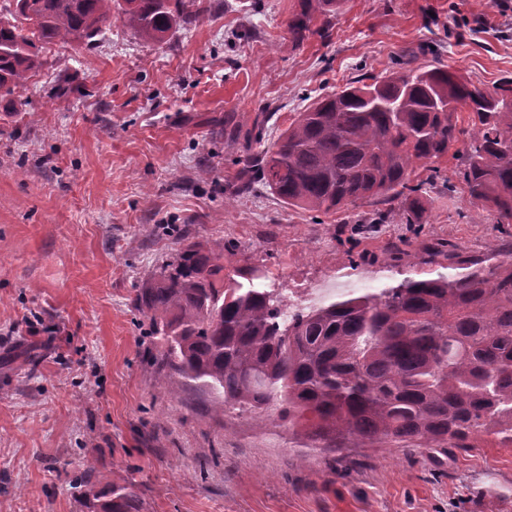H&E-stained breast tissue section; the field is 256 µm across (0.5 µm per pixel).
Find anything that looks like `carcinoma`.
<instances>
[{
    "label": "carcinoma",
    "instance_id": "carcinoma-1",
    "mask_svg": "<svg viewBox=\"0 0 512 512\" xmlns=\"http://www.w3.org/2000/svg\"><path fill=\"white\" fill-rule=\"evenodd\" d=\"M0 16V99L26 85L42 62L35 41L91 44L112 8L135 34L161 41L209 11L207 0H11ZM341 0H299L288 22L295 42L328 36ZM498 96L448 69L403 67L347 84L309 106L268 149L245 153L230 195L261 185L283 203L338 212L359 201L405 199L403 224L420 223L424 204L410 185L416 169L469 139L460 174L470 204L512 223V79ZM471 114L468 127L458 113ZM254 118L224 135L262 140ZM462 271L408 278L378 293L300 309L284 318L285 296L268 288L233 245L184 244L136 294L149 335L166 339L161 360L214 391L224 404L283 405L288 424L336 448H471L484 437L512 445V260L461 261ZM72 487L95 512H132L135 485L110 484L99 500L90 477Z\"/></svg>",
    "mask_w": 512,
    "mask_h": 512
}]
</instances>
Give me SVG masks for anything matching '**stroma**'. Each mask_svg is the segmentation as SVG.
<instances>
[{
    "mask_svg": "<svg viewBox=\"0 0 512 512\" xmlns=\"http://www.w3.org/2000/svg\"><path fill=\"white\" fill-rule=\"evenodd\" d=\"M212 3L160 42L115 18L93 45L38 44L0 102V512H89L71 481L90 468L99 492L134 481L139 512H512V447L312 450L280 404L239 411L162 365L134 305L185 240L237 246L307 309L512 244L451 156L434 183L412 177L419 224L399 199L360 232L373 203L320 216L259 186L224 195L247 149L225 116L269 113L257 152L397 60L492 87L512 78V0H344L330 38L298 44L297 0Z\"/></svg>",
    "mask_w": 512,
    "mask_h": 512,
    "instance_id": "stroma-1",
    "label": "stroma"
}]
</instances>
